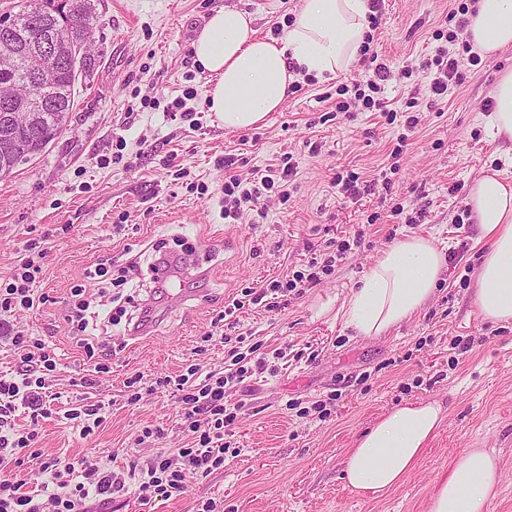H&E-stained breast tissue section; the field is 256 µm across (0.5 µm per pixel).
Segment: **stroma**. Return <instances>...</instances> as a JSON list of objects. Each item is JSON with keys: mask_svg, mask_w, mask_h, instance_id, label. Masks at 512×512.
Returning a JSON list of instances; mask_svg holds the SVG:
<instances>
[{"mask_svg": "<svg viewBox=\"0 0 512 512\" xmlns=\"http://www.w3.org/2000/svg\"><path fill=\"white\" fill-rule=\"evenodd\" d=\"M92 67L76 86L70 125L37 158L0 178V282L44 253L35 307L10 316L58 358L46 391L49 417L32 423L27 409L15 427L36 430L33 452L76 462L99 460L127 473L128 491L109 512H196L202 501L224 512H426L440 475L463 449L491 448L502 471L491 512H512V324L483 321L472 299L482 246L463 206L473 178L497 156L485 130L483 103L496 76L512 67V49L466 66L467 78L443 99L405 66L433 54L454 0H384L370 47L392 76L383 97L404 111L415 100L422 120L406 130L399 116L337 111L339 86L370 76L358 63L336 77L303 82L264 125L228 131L208 110V77L194 61L192 42L213 11H250L259 36L285 27L300 0H95ZM196 89L186 111L175 99ZM249 181L291 157L297 174L288 198L272 190L267 216L245 212L224 221V169ZM356 175L357 198L330 186L335 174ZM409 235L432 239L450 260L431 301L387 335L363 337L338 309L381 252ZM353 245L337 257L342 240ZM196 252L201 275L181 280L193 294L172 302L151 272L157 247ZM333 260L315 286L269 308L247 304L235 325L224 308L244 288L260 289L305 269L310 259ZM122 268L137 260L130 287L116 292L86 278L105 260ZM85 289L93 309H123L108 327L116 354L102 357L96 386H81L89 363L65 320ZM153 307L155 320L132 340L128 319ZM251 335L263 352L283 350L265 370L231 389L242 403L224 464L192 479L167 501L141 503L131 467L145 468L158 452L186 448L177 426L180 405L170 388L125 399L124 381L177 376L193 364L220 372L223 338ZM103 402L106 415L80 436L63 414L80 399ZM440 403L446 418L418 466L390 492L371 497L348 487L343 463L355 439L393 408Z\"/></svg>", "mask_w": 512, "mask_h": 512, "instance_id": "35a3bbf8", "label": "stroma"}]
</instances>
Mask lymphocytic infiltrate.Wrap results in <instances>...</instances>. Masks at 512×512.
I'll return each mask as SVG.
<instances>
[{
  "label": "lymphocytic infiltrate",
  "instance_id": "obj_1",
  "mask_svg": "<svg viewBox=\"0 0 512 512\" xmlns=\"http://www.w3.org/2000/svg\"><path fill=\"white\" fill-rule=\"evenodd\" d=\"M469 11L464 0L459 4V18L454 28L436 31L438 42L433 55L421 60L417 73L429 78V89L438 97L447 96L462 85L464 74L461 70L458 52H466L470 64H477L479 56L473 53L470 42L461 41ZM233 158H225L224 165L229 172L224 176V216L237 219L245 203H259L264 191L274 186L288 187L295 167L290 161H283L275 174L261 177L258 183L244 186L238 175L232 174ZM41 272L34 260L28 259L17 266L9 283L0 289V313L12 309L33 308L32 286ZM82 288H74L77 302L71 308L66 320L76 335L82 336V347L87 358H94L95 347L88 337L94 331L93 324L101 320L113 325L120 319L112 312H96L82 297ZM231 348V366L223 372L201 373L197 366H189L186 373L178 375L174 386L179 393L181 420L193 436L188 448H177L156 455L147 465V477L140 486V498L144 501H166L180 496L189 480L198 475H207L224 463V433L236 421L242 409L241 404H229L228 392L241 384L250 374L245 360L248 354H255L256 346H248L247 352H240L239 344H247L245 336L235 338ZM11 344L20 356V380L0 379V454L15 453L32 447L35 432L8 433L7 428L17 406L30 409L32 417L46 415L44 391L56 369V361L45 349L42 339L23 332H13ZM40 470L46 479L42 482L39 495L22 493V481L17 476H0V512H90L91 504L105 495H114L125 488L124 475L106 470L100 463L83 460L77 463L58 457L43 459Z\"/></svg>",
  "mask_w": 512,
  "mask_h": 512
}]
</instances>
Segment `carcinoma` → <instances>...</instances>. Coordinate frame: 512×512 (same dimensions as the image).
Returning a JSON list of instances; mask_svg holds the SVG:
<instances>
[{
  "mask_svg": "<svg viewBox=\"0 0 512 512\" xmlns=\"http://www.w3.org/2000/svg\"><path fill=\"white\" fill-rule=\"evenodd\" d=\"M95 13L93 0H45V7L31 8V4L22 6L15 13L5 17L12 22L13 29L0 30V45L10 43L37 44L45 33L52 32L61 41L73 45L90 47L91 29L84 25V18ZM90 53L71 60L64 59L54 78V82L40 95L45 98V108L36 126L27 131L18 132V136L50 143L65 129V121L71 114L75 103V86L79 76L89 72Z\"/></svg>",
  "mask_w": 512,
  "mask_h": 512,
  "instance_id": "carcinoma-1",
  "label": "carcinoma"
}]
</instances>
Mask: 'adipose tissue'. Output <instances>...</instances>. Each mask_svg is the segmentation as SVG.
I'll return each mask as SVG.
<instances>
[{
  "label": "adipose tissue",
  "mask_w": 512,
  "mask_h": 512,
  "mask_svg": "<svg viewBox=\"0 0 512 512\" xmlns=\"http://www.w3.org/2000/svg\"><path fill=\"white\" fill-rule=\"evenodd\" d=\"M371 0H301L281 36L260 37L250 13L236 7L214 11L192 43L193 56L209 77L208 109L228 130L261 126L280 111L303 76L324 78L360 58L370 29ZM465 34L475 51L489 56L512 48V0H477ZM485 116L502 155L512 161V68L492 90ZM466 204L485 246L474 291L483 320L512 323V180L487 168L472 183ZM446 268L431 239L393 242L350 290L340 309L358 335L379 337L420 311ZM437 402L397 406L358 437L344 461L349 487L380 496L402 484L443 424ZM501 483L494 450L464 449L440 477L427 512H489Z\"/></svg>",
  "instance_id": "adipose-tissue-1"
}]
</instances>
